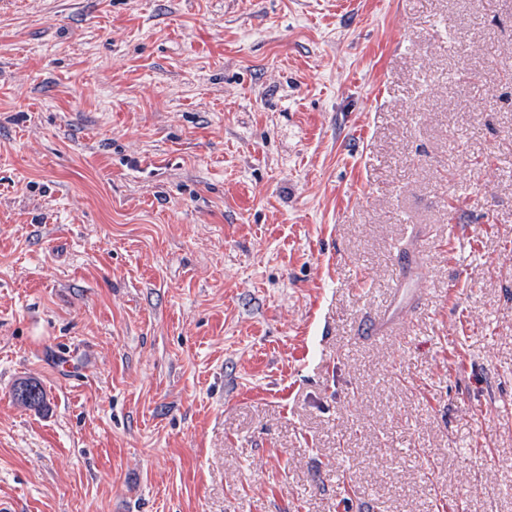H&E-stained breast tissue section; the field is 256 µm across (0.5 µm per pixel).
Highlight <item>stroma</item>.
Masks as SVG:
<instances>
[{
	"instance_id": "stroma-1",
	"label": "stroma",
	"mask_w": 512,
	"mask_h": 512,
	"mask_svg": "<svg viewBox=\"0 0 512 512\" xmlns=\"http://www.w3.org/2000/svg\"><path fill=\"white\" fill-rule=\"evenodd\" d=\"M0 503L512 512V0H0ZM15 400L29 408H41L46 403V392L43 387L34 381L20 382L13 392Z\"/></svg>"
}]
</instances>
